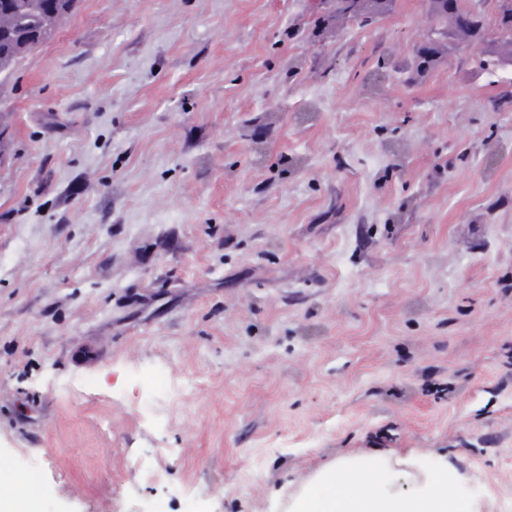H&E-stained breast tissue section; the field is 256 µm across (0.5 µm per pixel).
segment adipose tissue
<instances>
[{
    "label": "adipose tissue",
    "mask_w": 512,
    "mask_h": 512,
    "mask_svg": "<svg viewBox=\"0 0 512 512\" xmlns=\"http://www.w3.org/2000/svg\"><path fill=\"white\" fill-rule=\"evenodd\" d=\"M390 459L350 458L302 485L289 512H482L474 496L463 493L466 477L452 461L435 473L414 478L409 493H386Z\"/></svg>",
    "instance_id": "obj_1"
}]
</instances>
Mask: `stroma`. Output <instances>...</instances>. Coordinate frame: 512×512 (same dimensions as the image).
Here are the masks:
<instances>
[{
	"label": "stroma",
	"mask_w": 512,
	"mask_h": 512,
	"mask_svg": "<svg viewBox=\"0 0 512 512\" xmlns=\"http://www.w3.org/2000/svg\"><path fill=\"white\" fill-rule=\"evenodd\" d=\"M76 0L0 82V470L40 512H286L337 459L512 512V66L425 0Z\"/></svg>",
	"instance_id": "stroma-1"
}]
</instances>
